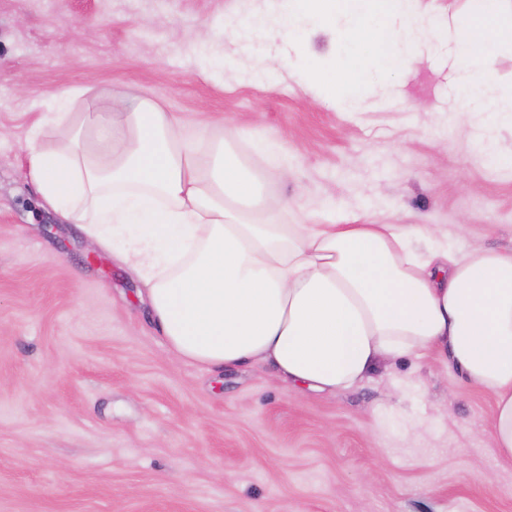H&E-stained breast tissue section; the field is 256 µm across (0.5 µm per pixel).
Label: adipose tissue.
Returning <instances> with one entry per match:
<instances>
[{
  "mask_svg": "<svg viewBox=\"0 0 512 512\" xmlns=\"http://www.w3.org/2000/svg\"><path fill=\"white\" fill-rule=\"evenodd\" d=\"M26 171L45 203L138 277L181 359L269 366L336 394L434 349L493 394L488 442L512 460V247L461 250L413 224L294 223L207 123L194 133L142 98L80 115L63 103Z\"/></svg>",
  "mask_w": 512,
  "mask_h": 512,
  "instance_id": "adipose-tissue-1",
  "label": "adipose tissue"
}]
</instances>
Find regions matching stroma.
Masks as SVG:
<instances>
[{
  "label": "stroma",
  "mask_w": 512,
  "mask_h": 512,
  "mask_svg": "<svg viewBox=\"0 0 512 512\" xmlns=\"http://www.w3.org/2000/svg\"><path fill=\"white\" fill-rule=\"evenodd\" d=\"M287 8L0 0V512H512V461L485 436L494 399L437 351L336 395L181 360L136 279L23 173L54 97L84 90L78 113L149 98L231 133L269 204L511 247L512 127L477 144L447 51L349 110L298 78Z\"/></svg>",
  "instance_id": "obj_1"
}]
</instances>
